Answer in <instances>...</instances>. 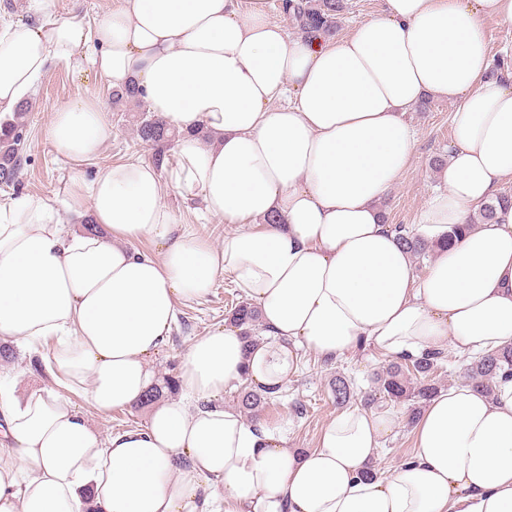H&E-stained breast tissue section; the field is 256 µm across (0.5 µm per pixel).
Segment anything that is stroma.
I'll list each match as a JSON object with an SVG mask.
<instances>
[{"label": "stroma", "instance_id": "obj_1", "mask_svg": "<svg viewBox=\"0 0 512 512\" xmlns=\"http://www.w3.org/2000/svg\"><path fill=\"white\" fill-rule=\"evenodd\" d=\"M119 6L120 0H53L55 17L76 19L89 27ZM88 97L95 98L102 111L107 112L112 129L98 157L78 171L49 141L47 128L57 108ZM30 105L21 151L20 183L13 188H0L2 206L27 194L45 199L60 210L65 200L63 182L68 177L78 172L90 177L114 164L151 158L150 150L136 140L131 124L114 112L112 88L107 78L94 70L79 73L65 64H52L41 77ZM454 108V103L430 96L425 107L415 106L404 113V120L416 133V141L407 168L383 199L388 224H415L432 194L443 189L440 174L431 167L430 160L448 151L449 118ZM162 202L179 222L193 225L200 237L213 244H220L229 230L222 219L205 215L201 198L185 199L169 186ZM236 293L230 277L222 276L204 300L180 306L170 339L152 362L158 377L177 376L180 359L189 343L223 326L225 308ZM13 351L12 360L0 361V374L16 378L22 388L52 387L53 380L47 371L32 363L35 353H47V346L35 348L18 342ZM298 356V369L286 382L282 397L265 408L261 420L288 447L312 450L317 447L325 425L338 413L330 389L332 381L342 375L354 378L363 389H370V379L381 369L386 357L370 347L335 361L322 359L304 348L299 350ZM296 398L303 400L308 409L300 418L290 409L291 401ZM75 403L93 427L105 435L144 425L148 419V410L144 407L115 410L102 416L83 398H76ZM390 410L397 416L399 425L374 458L376 472L384 476L409 460L414 452V426L409 420L407 404H391Z\"/></svg>", "mask_w": 512, "mask_h": 512}]
</instances>
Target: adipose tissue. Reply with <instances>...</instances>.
Wrapping results in <instances>:
<instances>
[{"mask_svg":"<svg viewBox=\"0 0 512 512\" xmlns=\"http://www.w3.org/2000/svg\"><path fill=\"white\" fill-rule=\"evenodd\" d=\"M36 2V24L0 30L1 120L58 60L135 81L181 137L166 172L119 163L70 177L64 210L0 206V342H51L54 382L20 393L0 379V512H512V379L489 396L439 391L411 459L384 478L365 470L396 425L388 412L349 408L303 451L224 403L244 380L284 385L301 347L336 360L364 343L394 356L447 345L467 360L512 344V205L475 220L512 182V80L489 77L481 32L486 17L512 25V0H385L312 46L265 0H123L91 31ZM428 94L456 108L446 189L415 231L468 229L417 279L378 203L413 149L401 115ZM110 130L85 98L54 111L48 137L83 164ZM167 185L232 225L220 246L178 223ZM87 217L95 232L78 228ZM223 274L258 307L264 342L212 330L182 356L179 398L99 434L74 397L103 415L136 404L159 383L152 360L178 307Z\"/></svg>","mask_w":512,"mask_h":512,"instance_id":"obj_1","label":"adipose tissue"}]
</instances>
